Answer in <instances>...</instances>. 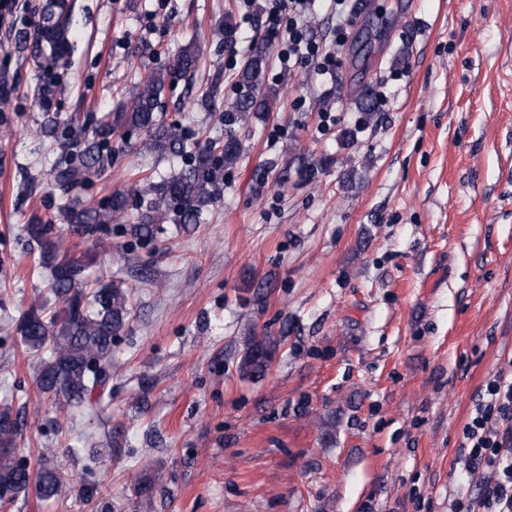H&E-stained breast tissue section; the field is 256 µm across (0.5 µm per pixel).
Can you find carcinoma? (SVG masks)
I'll return each mask as SVG.
<instances>
[{
  "instance_id": "obj_1",
  "label": "carcinoma",
  "mask_w": 512,
  "mask_h": 512,
  "mask_svg": "<svg viewBox=\"0 0 512 512\" xmlns=\"http://www.w3.org/2000/svg\"><path fill=\"white\" fill-rule=\"evenodd\" d=\"M64 9L47 0L42 21L32 37H21L22 49L37 59L41 71L59 67L70 48L71 17L53 19L54 12ZM267 46L257 42L238 74L244 92L236 99L228 120H243L267 104L269 95L264 85ZM200 58L191 44L182 48L169 67L150 72L139 83L130 107L123 112H106L90 136L81 144V164L60 165L54 172L57 189L65 196L104 166L102 151L115 138H122L121 129L133 128L145 133L144 149L160 156L178 157L185 166L172 173L153 189L138 223L128 227L137 239L154 233V222L171 214L174 220L190 229L203 220L204 211L220 197L217 173L220 164L232 163L240 155V142L230 137L223 144L210 143L200 147L189 142L179 126L157 119L161 97L166 86L176 77L190 79L199 68ZM57 117L46 111L37 127V135L58 139ZM129 195L115 191L101 208H87L77 203L68 211L70 231L93 235L100 225L127 217ZM29 236L41 244V264L49 269L50 288L62 299L61 313L47 319L33 307L17 325L23 344L32 351L51 345V356L42 361L38 380L41 390L63 399L64 406L91 413L92 396L102 392L112 368V343L129 322L130 303L127 290L114 282H97L86 292V271L92 263L89 253L76 254L52 238V225L30 224ZM275 352V342L267 336H253L240 364L247 376H260L267 370ZM23 423L10 408L0 410V489L18 496L34 491L42 499L59 492V475L48 463L41 464L36 474L14 459V444Z\"/></svg>"
}]
</instances>
